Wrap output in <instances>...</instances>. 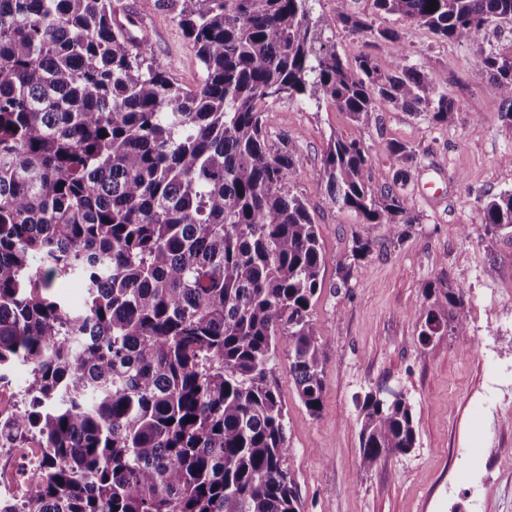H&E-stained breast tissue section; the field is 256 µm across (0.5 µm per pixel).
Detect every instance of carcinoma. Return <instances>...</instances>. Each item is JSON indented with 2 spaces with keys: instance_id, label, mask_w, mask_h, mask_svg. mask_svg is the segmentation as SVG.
<instances>
[{
  "instance_id": "obj_1",
  "label": "carcinoma",
  "mask_w": 512,
  "mask_h": 512,
  "mask_svg": "<svg viewBox=\"0 0 512 512\" xmlns=\"http://www.w3.org/2000/svg\"><path fill=\"white\" fill-rule=\"evenodd\" d=\"M358 40L400 39L343 9ZM437 9L430 10V4ZM380 15L477 43L512 23V0H373ZM310 0H183L179 25L197 48L202 84L186 89L141 57L112 0H0V382L30 370L0 438L45 449L41 482L18 512H303L286 467L287 411L278 347L304 407L316 414L323 352L310 316L325 264L318 227L291 190L295 147L270 144L265 106L308 94L357 130L380 103L448 122V96L400 57L324 46ZM481 74L512 119V53ZM106 137H100V133ZM359 135L323 158L337 208L364 224L346 286L370 253L372 229L419 223L404 191L364 175ZM512 230V191L482 208ZM85 288L71 308L59 281ZM457 335L468 317L446 292ZM426 312L420 341L439 335ZM360 464L416 444L410 400L369 392Z\"/></svg>"
}]
</instances>
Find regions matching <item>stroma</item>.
I'll use <instances>...</instances> for the list:
<instances>
[{"mask_svg":"<svg viewBox=\"0 0 512 512\" xmlns=\"http://www.w3.org/2000/svg\"><path fill=\"white\" fill-rule=\"evenodd\" d=\"M142 0H113L145 26L141 50L178 84L197 88L203 68L173 7L142 8ZM338 0H314L312 15L326 45L345 59L361 48L336 24ZM350 11L398 29L401 41L371 52L384 65L398 57L421 67L448 97L453 115L427 117L379 105L371 124L356 130L347 113L326 99L301 96L268 104L273 145L292 140L298 160L292 179L317 225L325 265L311 318L325 354L319 415L300 402L287 368L279 370L288 411L295 478L304 512H512V232L486 230L482 207L512 190V121L502 98L480 73L484 55L512 52V24L491 22L470 45L438 39L428 28L376 15L373 0H348ZM361 134L366 177L379 192L393 188L400 166L390 154L412 148L405 186L420 221L403 237L373 231L372 250L337 288L359 231L355 213L329 199L322 160L330 139ZM443 193L426 195L427 183ZM467 301L468 333L443 331L421 343L419 309L451 313L443 297ZM399 391L410 400L417 427L411 452L360 466L361 404L366 393Z\"/></svg>","mask_w":512,"mask_h":512,"instance_id":"stroma-1","label":"stroma"}]
</instances>
